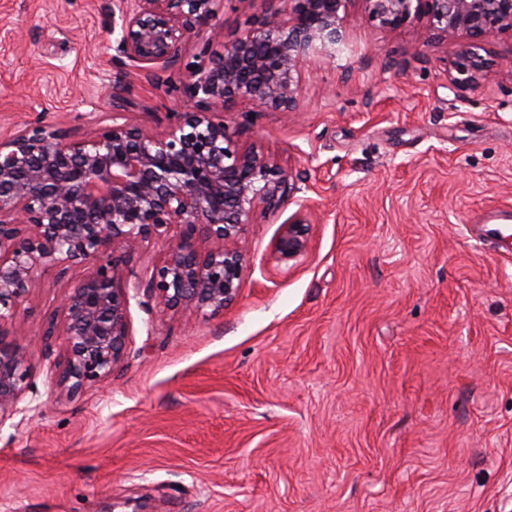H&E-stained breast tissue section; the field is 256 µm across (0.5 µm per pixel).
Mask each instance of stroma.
Listing matches in <instances>:
<instances>
[{
  "label": "stroma",
  "instance_id": "1",
  "mask_svg": "<svg viewBox=\"0 0 512 512\" xmlns=\"http://www.w3.org/2000/svg\"><path fill=\"white\" fill-rule=\"evenodd\" d=\"M110 0H0V135L36 115L76 133L181 111L197 47L150 80L116 64ZM282 0H220L223 41ZM295 111L224 114L239 147L299 180L308 248L281 263L287 211L255 212L237 298L202 319L147 291L171 243L128 262L126 355L110 381L56 385L45 318L87 273L42 275L18 319L28 388L0 424V512H512V35L475 46L419 24L344 19ZM485 61L465 91L455 60Z\"/></svg>",
  "mask_w": 512,
  "mask_h": 512
}]
</instances>
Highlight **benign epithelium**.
Here are the masks:
<instances>
[{"label":"benign epithelium","instance_id":"obj_1","mask_svg":"<svg viewBox=\"0 0 512 512\" xmlns=\"http://www.w3.org/2000/svg\"><path fill=\"white\" fill-rule=\"evenodd\" d=\"M217 0H112L116 60L154 77L182 50L221 37ZM351 0H288V16H263L243 37L190 72L187 112L166 113L153 132L123 112L86 136L40 118L0 137V424L27 389L24 332L17 309L41 275L91 264L50 317L46 339H62L57 385L69 393L112 377L128 336L126 257L175 228L178 241L154 266L148 292L166 311L213 317L237 297L244 277L245 226L258 210L298 209L274 243L281 263L297 260L310 239L309 210L292 171L256 146L237 148L224 113L241 98L257 111L292 112L311 56L333 59L346 35ZM368 22L398 29L426 22L432 35L462 34L483 43L512 32V0H360ZM484 67L479 54L458 57L448 83L466 89Z\"/></svg>","mask_w":512,"mask_h":512}]
</instances>
